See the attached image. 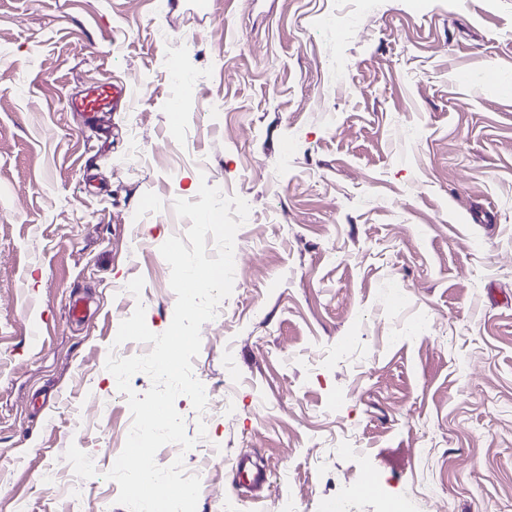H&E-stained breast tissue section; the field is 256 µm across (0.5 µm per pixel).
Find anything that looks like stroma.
<instances>
[{"label": "stroma", "mask_w": 512, "mask_h": 512, "mask_svg": "<svg viewBox=\"0 0 512 512\" xmlns=\"http://www.w3.org/2000/svg\"><path fill=\"white\" fill-rule=\"evenodd\" d=\"M189 7L0 0V512H71L77 482L83 512H128L105 364L137 306L169 327L160 247L204 183L250 211L192 360L207 423L175 403L197 512H329L368 474L350 512H512V0ZM104 77L129 99L86 125L67 102ZM231 469L238 483L252 493L261 491L269 482L267 471L246 455L237 456Z\"/></svg>", "instance_id": "35a3bbf8"}]
</instances>
